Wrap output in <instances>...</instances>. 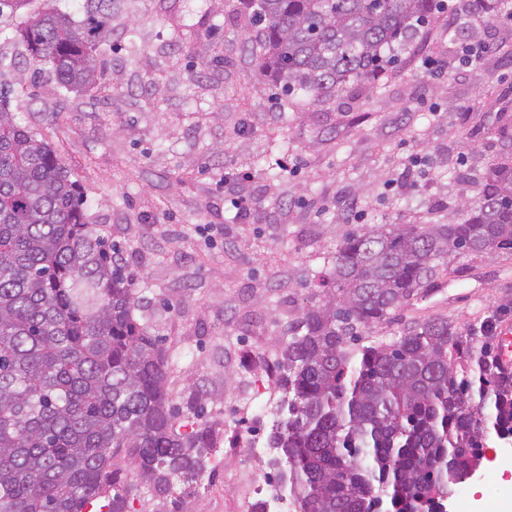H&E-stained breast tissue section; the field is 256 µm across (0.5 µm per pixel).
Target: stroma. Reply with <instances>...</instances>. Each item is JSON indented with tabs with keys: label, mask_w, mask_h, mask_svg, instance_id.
Wrapping results in <instances>:
<instances>
[{
	"label": "stroma",
	"mask_w": 512,
	"mask_h": 512,
	"mask_svg": "<svg viewBox=\"0 0 512 512\" xmlns=\"http://www.w3.org/2000/svg\"><path fill=\"white\" fill-rule=\"evenodd\" d=\"M472 23L487 45L473 63L458 62L464 37L443 15L384 92L301 99L282 112L224 0H210L204 16L189 14L186 0H123L112 28L135 26L142 50L114 53L108 93L77 94L45 76L12 93L11 111L49 136L83 188L91 222L122 249L173 359L174 396L193 387L214 399L220 448L195 512H241V473L274 482L266 454L244 446L250 436L265 440L282 395L266 362L289 322L317 301L345 237L447 221L461 196L475 197L486 167L512 153L500 133L512 117V59L502 54L512 20ZM186 25L190 34L174 46ZM217 55L224 62L215 66ZM429 56L443 65L440 79L422 65ZM261 158L287 159L290 171L267 178ZM236 199L248 201V216H237ZM497 310L512 321V255L457 256L438 292L368 338L390 340L433 316L464 328ZM484 452L450 512L512 505V496L487 492L512 478V444L492 435Z\"/></svg>",
	"instance_id": "stroma-1"
}]
</instances>
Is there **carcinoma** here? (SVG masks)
<instances>
[{"label":"carcinoma","mask_w":512,"mask_h":512,"mask_svg":"<svg viewBox=\"0 0 512 512\" xmlns=\"http://www.w3.org/2000/svg\"><path fill=\"white\" fill-rule=\"evenodd\" d=\"M512 0H476L501 14ZM121 0L27 9L14 67L79 93L100 88ZM244 43L272 97L317 103L382 89L441 14L440 0H239ZM0 80V512H191L218 439L208 395L168 388L169 356L120 248L89 224L48 136L7 109ZM512 254V156L446 224L346 237L323 296L275 345L281 419L267 445L295 512H437L476 471L492 432L512 435V376L495 316L468 335L444 317L363 345L461 254ZM181 492H176V488Z\"/></svg>","instance_id":"obj_1"}]
</instances>
